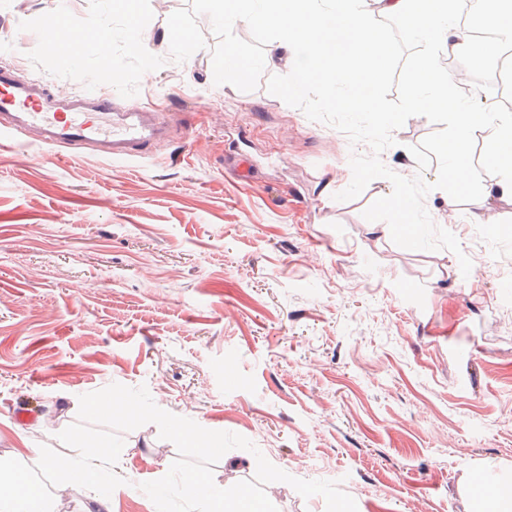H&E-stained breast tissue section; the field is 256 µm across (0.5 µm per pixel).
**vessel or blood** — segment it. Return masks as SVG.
<instances>
[{
	"instance_id": "obj_1",
	"label": "vessel or blood",
	"mask_w": 512,
	"mask_h": 512,
	"mask_svg": "<svg viewBox=\"0 0 512 512\" xmlns=\"http://www.w3.org/2000/svg\"><path fill=\"white\" fill-rule=\"evenodd\" d=\"M12 133L48 148L90 146L125 160L142 155L168 135L163 113L138 102L114 111L108 96L73 97L0 69V137Z\"/></svg>"
}]
</instances>
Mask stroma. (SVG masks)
Instances as JSON below:
<instances>
[{
    "label": "stroma",
    "instance_id": "stroma-1",
    "mask_svg": "<svg viewBox=\"0 0 512 512\" xmlns=\"http://www.w3.org/2000/svg\"><path fill=\"white\" fill-rule=\"evenodd\" d=\"M89 3L0 0V66L85 93L33 66L38 40L19 24L60 5L83 18ZM190 4L150 0L142 41L166 62L135 99L163 111L171 135L147 157L64 148L52 160L0 140V459L35 461L44 445L74 456L58 435L79 396L119 383L246 437L294 477L339 482L357 512H471L466 480L512 483V199L492 203L491 226L468 219L479 188L425 197L469 276L451 251L395 245L363 217L390 181L334 198L367 145L265 84L215 85L207 16L205 48L169 61L162 33ZM496 69L461 55L450 74L461 87L494 74L483 90L504 103L512 78ZM437 129L409 118L382 162L435 181L410 149ZM17 408L34 419L18 423ZM122 438L107 512H156L137 486L178 451L152 423ZM253 453L227 452L215 483L254 476Z\"/></svg>",
    "mask_w": 512,
    "mask_h": 512
}]
</instances>
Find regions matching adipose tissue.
<instances>
[{
    "mask_svg": "<svg viewBox=\"0 0 512 512\" xmlns=\"http://www.w3.org/2000/svg\"><path fill=\"white\" fill-rule=\"evenodd\" d=\"M382 10L398 19L408 39L453 53H463L475 60L492 55L498 45L512 42V0H482L479 23L494 32L491 41H476L464 35L450 0H381ZM448 75L435 54L420 58L411 74L410 109L414 112H445L451 117L452 131L443 141L446 173L435 191L447 194L449 185L481 184V175L471 155L474 134H481L486 166L499 169L503 178L483 186L484 197H512V116L502 113L497 103L485 104L475 111L465 100L448 89Z\"/></svg>",
    "mask_w": 512,
    "mask_h": 512,
    "instance_id": "ef3b65f1",
    "label": "adipose tissue"
}]
</instances>
